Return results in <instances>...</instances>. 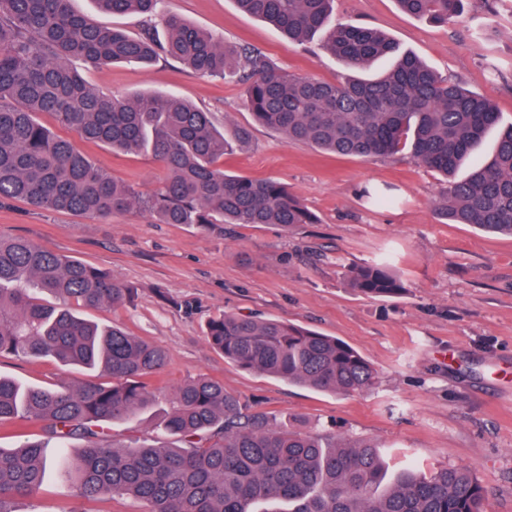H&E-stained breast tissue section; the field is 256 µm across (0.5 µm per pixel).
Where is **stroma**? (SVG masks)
I'll use <instances>...</instances> for the list:
<instances>
[{
	"label": "stroma",
	"mask_w": 512,
	"mask_h": 512,
	"mask_svg": "<svg viewBox=\"0 0 512 512\" xmlns=\"http://www.w3.org/2000/svg\"><path fill=\"white\" fill-rule=\"evenodd\" d=\"M171 11L224 42L263 50L276 67L325 81L341 61L319 42H289L234 0H171ZM332 19L380 29L439 74L482 94L501 125L512 124V0L488 10L465 0L448 24L410 16L396 0H334ZM507 69L492 82L487 59ZM121 97L143 90L178 93L213 113L226 129H248L224 157L226 171L286 185L317 216L285 230L270 224H158L133 210L102 222L15 201L0 207V236L22 237L108 270L136 290L123 307L92 311L165 348L151 380L154 411L114 425L123 439L166 441L160 427L174 389L203 375L223 382L250 411L313 434L380 446L391 471L468 464L484 490L485 512H512V237L434 215L445 178L408 153L389 158L326 154L255 123L244 87L203 77L174 61L120 64L85 74ZM79 149L120 183L152 192L165 170L151 155L90 142ZM389 261L403 290L370 297L350 285L352 268ZM277 319L335 337L375 369L369 390L349 396L292 386L225 361L205 337L224 313ZM0 373L28 385H80L89 373L50 359L0 358ZM68 452L45 443L56 461L39 492L16 512H85L86 501L61 477Z\"/></svg>",
	"instance_id": "obj_1"
}]
</instances>
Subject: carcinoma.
I'll return each mask as SVG.
<instances>
[{
  "instance_id": "cac0c4a2",
  "label": "carcinoma",
  "mask_w": 512,
  "mask_h": 512,
  "mask_svg": "<svg viewBox=\"0 0 512 512\" xmlns=\"http://www.w3.org/2000/svg\"><path fill=\"white\" fill-rule=\"evenodd\" d=\"M70 0H0V203L13 200L107 220L133 209L159 224L315 223L286 186L224 171V154L245 131L227 137L212 113L171 93L112 97L85 72L115 63L175 61L204 76L245 85L259 125L321 151L362 158L403 151L446 177L465 163L498 113L485 96L439 75L411 52H398L371 27L333 24L332 0H235L245 13L275 26L292 42L315 38L352 75L329 82L278 69L258 49L224 45L163 7L165 0H96L114 15L136 14L129 33L88 21ZM407 14L446 24L464 0H396ZM162 24L164 37L156 35ZM393 67L361 73L384 57ZM50 113L85 142L127 154H150L167 171L148 194L118 183L73 140L43 125ZM448 224H470L512 236V124L499 128L492 160L448 182L436 208ZM360 292L391 296L403 286L381 264L354 268ZM135 289L111 273L21 237H0V356L49 358L103 381L78 387L24 386L0 376V424L33 421L40 434L0 448V512L37 491L54 461L44 440L86 442L67 480L89 504L129 496L145 512H259L267 502L288 512H483V490L467 466L428 474L407 469L386 488L378 446L349 437L305 434L248 414L224 383L205 376L180 384L161 426L177 446L125 445L105 431L149 410L150 384L168 361L159 345L80 315L119 308ZM52 296L74 308L56 307ZM206 340L224 359L291 385L351 395L371 388L376 372L355 349L300 326L226 313L211 319Z\"/></svg>"
}]
</instances>
